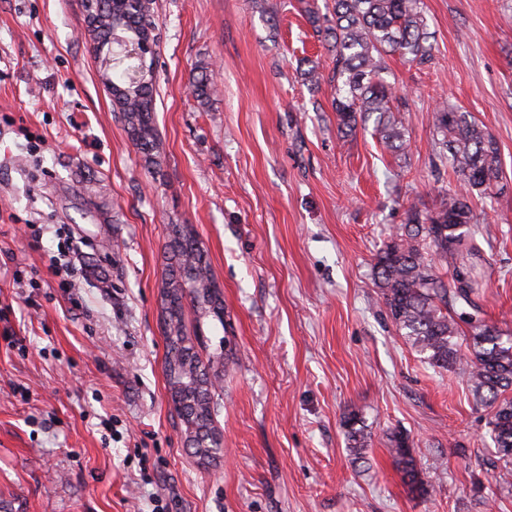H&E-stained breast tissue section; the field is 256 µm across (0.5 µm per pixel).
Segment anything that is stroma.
I'll list each match as a JSON object with an SVG mask.
<instances>
[{"label":"stroma","instance_id":"stroma-1","mask_svg":"<svg viewBox=\"0 0 512 512\" xmlns=\"http://www.w3.org/2000/svg\"><path fill=\"white\" fill-rule=\"evenodd\" d=\"M434 60L387 59L405 101L401 158L342 136L333 63L301 0H155V148L138 149L103 83L85 0H0V512H512V466L462 374L425 362L374 284L409 206L457 188L435 171L433 114L497 140L492 200L473 199L466 267L512 334V0H425ZM318 66V85L301 74ZM206 70L207 103L191 82ZM190 225L224 323L183 308L220 370L224 451L200 465L173 409L159 298L170 227ZM83 243L68 288L59 236ZM230 340L222 352L221 337ZM358 411L369 445L347 446ZM428 481L410 492L391 438ZM79 243V241H76L72 237L66 236L62 239V242L61 238H59L57 255L50 256L48 272L54 277H61L59 281V286L61 288H63L65 285H68L70 282L68 278L72 277L71 273L73 275L78 274V270L70 264V261L67 260V257L71 253L74 254L77 252ZM359 419L358 413L351 412L345 420L348 437V450L354 456V459L362 458L365 449L367 448V434L364 433L362 426L357 428Z\"/></svg>","mask_w":512,"mask_h":512}]
</instances>
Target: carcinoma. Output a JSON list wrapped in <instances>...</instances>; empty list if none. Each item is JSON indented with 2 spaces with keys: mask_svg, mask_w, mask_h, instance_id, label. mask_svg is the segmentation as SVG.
Masks as SVG:
<instances>
[{
  "mask_svg": "<svg viewBox=\"0 0 512 512\" xmlns=\"http://www.w3.org/2000/svg\"><path fill=\"white\" fill-rule=\"evenodd\" d=\"M93 12L99 17L93 45L96 53L103 52L115 34L134 49L143 30L154 26L142 0H94ZM305 13L334 61L340 133L348 137L358 124L371 120L374 134L385 149L398 156L407 154L402 101L383 74L389 56L397 55L419 70L432 63L424 0H325L322 7L317 0H307ZM112 73L113 82L126 89L116 101L118 111L124 113L127 123H139L136 145L144 151L153 149L157 136L153 124L154 73L142 74L140 60L126 57L112 65ZM192 90L199 101H207L212 94L208 76L194 77ZM434 127L435 161L452 168L459 188L444 192L432 210L408 208L405 224L375 255V281L396 330L423 359L440 370H459L467 376L480 404L490 410L488 428L496 457L511 465L512 396L508 392L512 391V336L480 318L473 284L463 269L451 264L448 273L441 275L428 260L430 250L446 259L474 248L468 241L470 225L477 223L471 198L475 194L492 198L499 149L494 137L470 113L446 103L434 112ZM172 258L175 269L171 278L181 280L184 288L170 300L164 370H176L186 378L184 385L171 393V400L189 430L202 420L211 421L213 382L197 358L192 338L185 333L183 301H190L199 319L213 317L222 323L224 317L209 306L208 293L217 285L201 261L195 236H184ZM458 305L471 312L454 318L450 311ZM461 321L468 331L460 328ZM461 337L467 345L465 352L459 343ZM358 422L356 412L345 420L348 450L356 459L367 448V434ZM191 445L194 454L212 457L220 452L221 438L212 430L197 432L191 435ZM392 454L404 484L413 492H425L424 475L417 467L409 438L393 437Z\"/></svg>",
  "mask_w": 512,
  "mask_h": 512,
  "instance_id": "carcinoma-1",
  "label": "carcinoma"
}]
</instances>
